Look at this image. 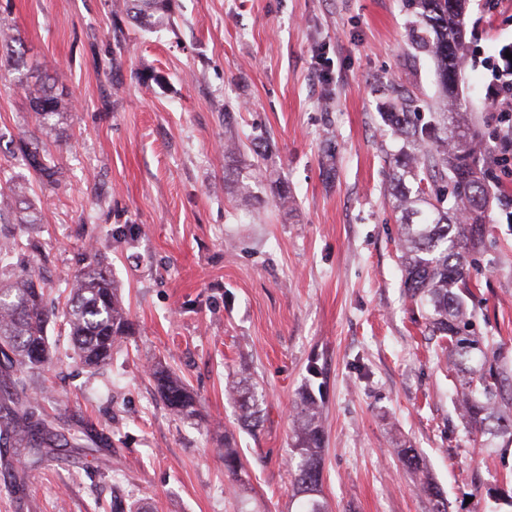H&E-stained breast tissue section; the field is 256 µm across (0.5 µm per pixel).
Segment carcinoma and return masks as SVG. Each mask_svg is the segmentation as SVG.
Segmentation results:
<instances>
[{"instance_id": "1", "label": "carcinoma", "mask_w": 512, "mask_h": 512, "mask_svg": "<svg viewBox=\"0 0 512 512\" xmlns=\"http://www.w3.org/2000/svg\"><path fill=\"white\" fill-rule=\"evenodd\" d=\"M416 25L410 48L431 57L438 69L444 107L428 106V118L418 112L421 99L398 89L390 111L382 113L396 149L386 153L391 168L389 196L398 224L397 245L403 288L410 302L424 311L425 327L444 343L448 362L461 386L457 406L481 446L512 439V369L498 364L497 346L474 329L468 310L472 271L486 247L490 193L484 175L492 152L479 140L471 117L461 111L456 93L459 74L468 61L465 38L467 0H414ZM126 15L143 28H158L170 19L169 0H125ZM21 38L13 21L0 17V53L19 58ZM40 136L56 135L55 118L67 109L63 95L49 86L30 97ZM22 157L41 183L57 180L58 167L39 143V136L18 140ZM249 149L261 153V144L230 139L225 152ZM29 187L14 185L0 192V221L28 202ZM63 311L79 361L88 367L106 364L112 348L131 330L111 275L88 267L68 284ZM53 313L45 306V287L30 269L8 284L0 283V355L11 384L0 398L13 402L12 414L0 421V440L14 453L33 460L60 447L61 439L37 399L25 396L27 380L49 364L47 325ZM152 377L170 410L178 417L197 415L198 402L186 383L171 368L155 365ZM228 396L245 421L261 423L263 392L256 385L232 384ZM291 464L294 479L291 501L295 512H330L322 495L324 444L321 407L309 392L294 407ZM403 466L418 475V489L431 512H448V501L424 471L413 448L399 451ZM242 463L236 451L224 445V471L237 478Z\"/></svg>"}]
</instances>
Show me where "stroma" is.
<instances>
[{"label":"stroma","mask_w":512,"mask_h":512,"mask_svg":"<svg viewBox=\"0 0 512 512\" xmlns=\"http://www.w3.org/2000/svg\"><path fill=\"white\" fill-rule=\"evenodd\" d=\"M24 42L27 88L0 80V187L24 183L37 221L0 224L33 249L13 258L61 294L93 258L130 310L108 364L74 356L54 317L52 359L28 391L88 440L34 463L0 445V512H288L293 406L324 405L331 512H429L398 451L416 449L448 512H512V443L477 445L456 374L403 295L387 198L391 88L440 99L434 61L413 55L406 0H172L146 30L123 0H0ZM472 59L460 87L485 143L498 129L488 67L512 43V0H468ZM55 77L68 108L39 184L17 149L29 92ZM262 138L264 156L226 155ZM248 185L250 202L237 188ZM490 235L475 275L479 335L512 365V172L489 187ZM200 402L174 415L150 369ZM248 373L265 417L244 428L227 385ZM234 438L243 481L224 471ZM25 488L8 490L17 471Z\"/></svg>","instance_id":"1"}]
</instances>
